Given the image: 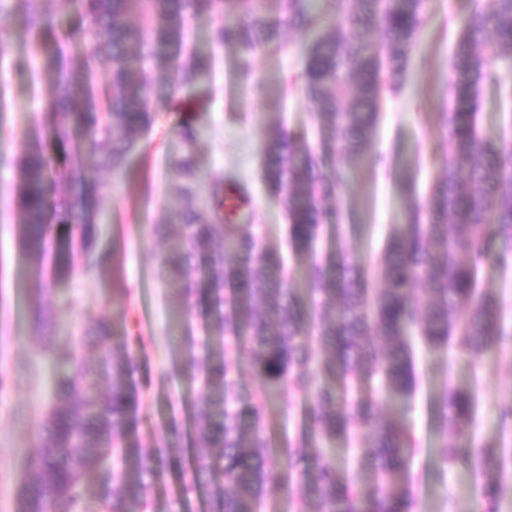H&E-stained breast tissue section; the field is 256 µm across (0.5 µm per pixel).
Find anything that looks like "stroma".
Returning a JSON list of instances; mask_svg holds the SVG:
<instances>
[{
	"instance_id": "obj_1",
	"label": "stroma",
	"mask_w": 512,
	"mask_h": 512,
	"mask_svg": "<svg viewBox=\"0 0 512 512\" xmlns=\"http://www.w3.org/2000/svg\"><path fill=\"white\" fill-rule=\"evenodd\" d=\"M474 0H428L426 21L409 65V81L397 95H384L370 159L355 169L339 189L336 223L325 226L322 247L347 254L374 270L384 239L401 223L410 203L424 199L448 154V132L440 114L447 107L448 62ZM212 15L191 18L186 31L191 50L212 59L210 72L178 98L158 91L155 120L140 148L118 174L88 166L91 199L105 217L95 248L105 263L82 272L77 253L58 251L36 256L19 244L20 215L13 202L12 159L18 139L53 92L48 69H35L27 49L25 21L14 15L7 43L8 60L0 71V98L8 105L0 119V512H17L18 493L29 458L37 449V422L49 402L52 367L42 353L41 336L30 318L39 288L50 285L48 300L61 335L72 336L97 321H107L114 342L131 339L138 359L135 379L146 394L139 415L137 442L143 448L165 443L170 420L188 419L199 395L181 371L183 336L190 321L177 311L178 292L159 275L166 245L153 232L179 206V180L171 163L182 151L176 128L192 120L201 131L197 165L203 181L223 178L244 184L253 200L251 216L266 244L287 250L288 219L283 201L270 195L261 173L262 145L284 128L307 138L322 151L321 133L297 76L313 39L284 29L280 46L256 53L251 83L236 74L237 52L211 44ZM512 118V99L491 86L480 91V127L499 139ZM480 288L495 292L512 326V264L488 259L479 270ZM128 295H119V287ZM423 383L418 393L398 405L413 428L420 449L412 465L419 512H481L472 478L442 469L439 439L432 424L431 397L444 383L477 385L479 410L471 430L482 441H502L495 404L512 392V352L479 358L455 351H417ZM306 399L284 397L267 407L269 435L280 442L297 430Z\"/></svg>"
}]
</instances>
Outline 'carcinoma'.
<instances>
[{
  "mask_svg": "<svg viewBox=\"0 0 512 512\" xmlns=\"http://www.w3.org/2000/svg\"><path fill=\"white\" fill-rule=\"evenodd\" d=\"M47 2L0 0V71L14 14L25 17L33 57L53 39L47 66L55 95L18 141L14 201L28 252L46 253L52 224H68L86 272L105 260L94 249L99 213L82 193L68 200L52 187L82 186L88 157L101 169L124 170L154 121L157 84L142 64L166 71L162 87L170 96L208 72L211 58L185 54V21L201 12L217 18L212 40L236 48L246 79L256 52L277 43L282 26L325 30L309 48L301 80L323 137L346 165L330 167L329 153L313 152L284 128L263 144L264 179L286 204L288 243L304 266L305 288L291 287L283 254L266 245L257 225L225 222L224 179L211 180L201 197L198 128L186 121L176 130L183 150L172 168L181 207L154 232L169 240L163 277L176 285L187 313L205 307L207 336L203 357L190 349L184 361L201 388L193 417L185 426L171 424L167 440L188 449L183 497L204 500L210 512H264L273 488L287 480L299 494L298 512H418L409 477L418 441L388 411L419 387L413 339L473 357L512 343L500 298L477 288L478 268L490 256L512 261V141L486 140L478 127L481 88L512 83V0H476L462 23L452 102L443 113L448 159L428 197L410 204L388 234L375 267L380 288L369 287L367 272L349 256L318 254L317 243L335 218L330 200L368 156L382 93L404 85L427 0H335L328 23L311 0H270L273 13L261 0H73L61 34ZM74 45L83 49L78 57ZM102 73L112 94L75 111ZM42 133L62 160L44 150ZM32 316L49 336L44 350L52 355L53 379L18 512H88L83 479L108 458L112 481L97 496L111 512H173L153 496L171 457L129 441L144 406L132 348L111 343L101 324L78 339L95 348L88 360L59 343L40 296ZM240 345L260 383L246 408L226 357ZM287 394L310 401L303 427L274 446L266 406ZM478 402L474 384L445 385L434 396L438 456L445 469L473 475L483 512H501L509 474L502 448L470 432ZM338 444L354 450L350 475L330 455Z\"/></svg>",
  "mask_w": 512,
  "mask_h": 512,
  "instance_id": "carcinoma-1",
  "label": "carcinoma"
}]
</instances>
